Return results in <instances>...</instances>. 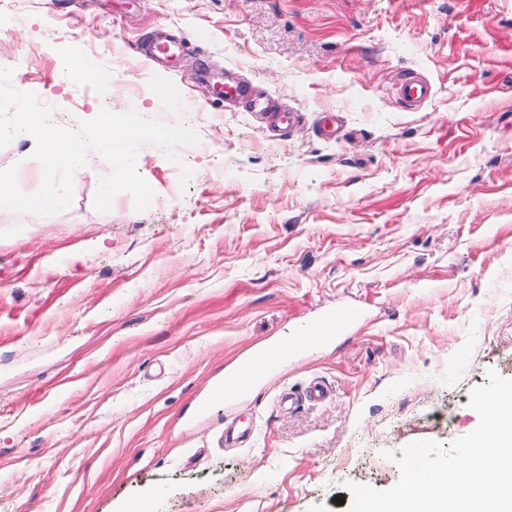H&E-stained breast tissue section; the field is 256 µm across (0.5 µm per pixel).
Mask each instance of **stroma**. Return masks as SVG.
Here are the masks:
<instances>
[{
    "label": "stroma",
    "mask_w": 512,
    "mask_h": 512,
    "mask_svg": "<svg viewBox=\"0 0 512 512\" xmlns=\"http://www.w3.org/2000/svg\"><path fill=\"white\" fill-rule=\"evenodd\" d=\"M162 33L186 46L160 66ZM0 67L56 125L132 110L200 137L141 147L147 210L95 209L94 151L65 211L0 208V512H350L349 484L391 489V453L450 447L471 391L512 379V0H0ZM409 72L435 90L416 108ZM227 76L294 125L218 100ZM35 148L0 147L27 193ZM343 305L363 317L331 344L214 396ZM238 415L254 437L225 446ZM394 95L408 106H417L431 99L433 85L420 76L407 74L394 88Z\"/></svg>",
    "instance_id": "obj_1"
}]
</instances>
